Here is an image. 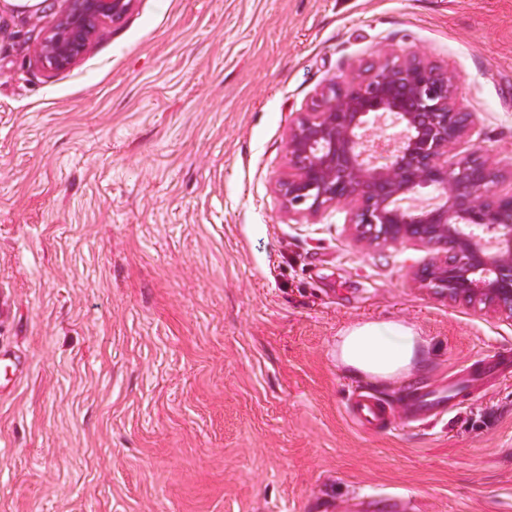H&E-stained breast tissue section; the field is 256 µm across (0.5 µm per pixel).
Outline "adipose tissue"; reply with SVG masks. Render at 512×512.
<instances>
[{
    "label": "adipose tissue",
    "mask_w": 512,
    "mask_h": 512,
    "mask_svg": "<svg viewBox=\"0 0 512 512\" xmlns=\"http://www.w3.org/2000/svg\"><path fill=\"white\" fill-rule=\"evenodd\" d=\"M428 343L409 325L397 321H367L341 330L336 360L354 375L392 380L421 370Z\"/></svg>",
    "instance_id": "1"
}]
</instances>
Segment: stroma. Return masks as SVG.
Listing matches in <instances>:
<instances>
[{"mask_svg": "<svg viewBox=\"0 0 512 512\" xmlns=\"http://www.w3.org/2000/svg\"><path fill=\"white\" fill-rule=\"evenodd\" d=\"M65 7L0 0V512H320L380 491L415 512H512V380L410 422L415 387L512 319L415 285L434 252L367 251L344 211H284L290 125L385 53L458 78L512 168V0H135L69 69ZM401 321L421 374L374 381L336 336ZM396 409L366 432L353 389Z\"/></svg>", "mask_w": 512, "mask_h": 512, "instance_id": "stroma-1", "label": "stroma"}]
</instances>
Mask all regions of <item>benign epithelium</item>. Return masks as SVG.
I'll return each instance as SVG.
<instances>
[{
    "label": "benign epithelium",
    "instance_id": "7a95c632",
    "mask_svg": "<svg viewBox=\"0 0 512 512\" xmlns=\"http://www.w3.org/2000/svg\"><path fill=\"white\" fill-rule=\"evenodd\" d=\"M134 0H66L36 50L47 70L71 67ZM473 113L457 100V77L421 55L386 54L355 77L334 80L291 125L283 207L316 220L347 213L351 238L366 249L419 242L437 250L413 272L419 287L450 303H481L512 318V170L477 146ZM422 189L436 201L403 202Z\"/></svg>",
    "mask_w": 512,
    "mask_h": 512
}]
</instances>
